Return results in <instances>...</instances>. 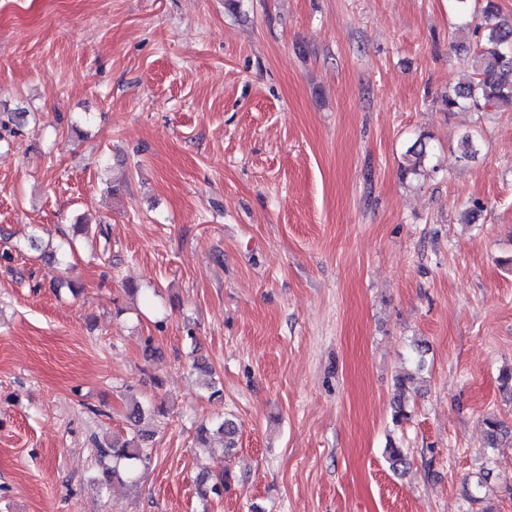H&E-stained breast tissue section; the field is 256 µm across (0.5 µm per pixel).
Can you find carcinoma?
I'll return each mask as SVG.
<instances>
[{"instance_id": "1", "label": "carcinoma", "mask_w": 512, "mask_h": 512, "mask_svg": "<svg viewBox=\"0 0 512 512\" xmlns=\"http://www.w3.org/2000/svg\"><path fill=\"white\" fill-rule=\"evenodd\" d=\"M472 33L477 38L478 48L472 72L464 83L448 92L444 99L446 111L495 112L505 106L512 107V21L500 17L495 0H484L480 22L473 26ZM27 117L28 113L21 111L8 112L4 116L0 114V130H19L26 125ZM427 158V144L422 135L407 148L401 174L418 175ZM161 413V408L156 405L145 409L137 402L127 415L132 437L94 441L99 458H112V466L102 468L97 478L103 489H110L115 481L132 478L140 468L148 466L150 456L143 443L149 439L150 432L142 428V424L146 417ZM483 424L491 447H497L498 435L503 431L504 424L494 416L485 417ZM215 432L222 436L224 448L235 447L238 429L232 420L218 423ZM228 482L229 477L222 473L202 475L197 479L201 494L216 498L224 495Z\"/></svg>"}]
</instances>
